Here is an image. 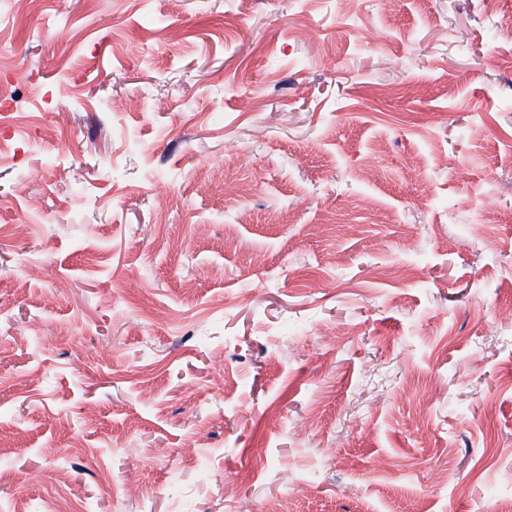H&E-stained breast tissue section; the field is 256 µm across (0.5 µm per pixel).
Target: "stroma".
Masks as SVG:
<instances>
[{
  "label": "stroma",
  "instance_id": "1",
  "mask_svg": "<svg viewBox=\"0 0 512 512\" xmlns=\"http://www.w3.org/2000/svg\"><path fill=\"white\" fill-rule=\"evenodd\" d=\"M508 8L0 0V512H497Z\"/></svg>",
  "mask_w": 512,
  "mask_h": 512
}]
</instances>
